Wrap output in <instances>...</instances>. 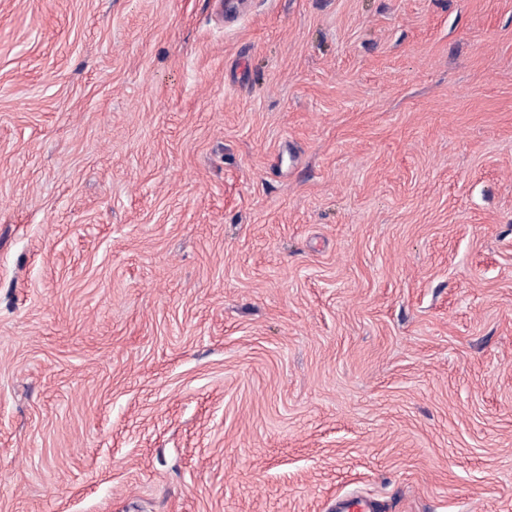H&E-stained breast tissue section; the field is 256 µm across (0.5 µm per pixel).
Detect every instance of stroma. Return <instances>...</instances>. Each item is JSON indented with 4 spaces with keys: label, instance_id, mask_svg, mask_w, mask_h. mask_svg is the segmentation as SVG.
I'll return each mask as SVG.
<instances>
[{
    "label": "stroma",
    "instance_id": "obj_1",
    "mask_svg": "<svg viewBox=\"0 0 512 512\" xmlns=\"http://www.w3.org/2000/svg\"><path fill=\"white\" fill-rule=\"evenodd\" d=\"M512 512V0H0V512Z\"/></svg>",
    "mask_w": 512,
    "mask_h": 512
}]
</instances>
